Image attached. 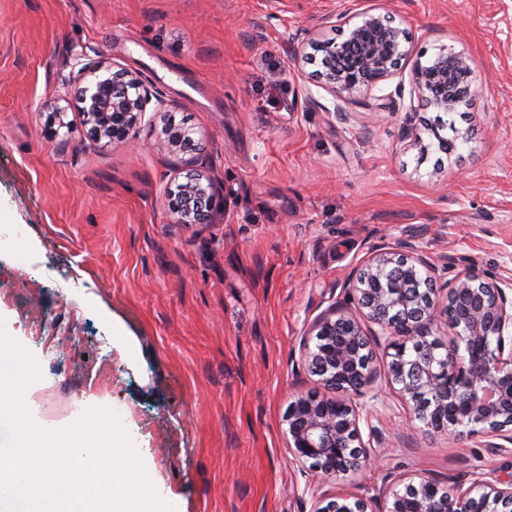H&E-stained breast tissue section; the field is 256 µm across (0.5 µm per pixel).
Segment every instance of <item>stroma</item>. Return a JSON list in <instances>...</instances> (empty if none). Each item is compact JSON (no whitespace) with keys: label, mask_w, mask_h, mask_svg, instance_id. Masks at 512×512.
I'll use <instances>...</instances> for the list:
<instances>
[{"label":"stroma","mask_w":512,"mask_h":512,"mask_svg":"<svg viewBox=\"0 0 512 512\" xmlns=\"http://www.w3.org/2000/svg\"><path fill=\"white\" fill-rule=\"evenodd\" d=\"M372 9L412 35L413 55L474 59L471 106L413 101L424 149L372 92L339 100L289 47L321 18ZM97 58L138 72L194 129L187 155L160 149L162 120L94 142L60 78ZM64 107L71 129L44 136ZM445 122L444 153L428 126ZM217 179L210 224L176 232L165 197L178 172ZM0 326L41 367L29 394L58 426L80 408L120 421L179 512H311L410 475L442 485L512 470V453L426 434L391 388L376 335L383 443L362 472L304 474L283 418L318 392L300 348L345 304L349 273L412 243L436 265L512 278V0H0Z\"/></svg>","instance_id":"obj_1"}]
</instances>
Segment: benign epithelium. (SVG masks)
Wrapping results in <instances>:
<instances>
[{"label":"benign epithelium","instance_id":"7a95c632","mask_svg":"<svg viewBox=\"0 0 512 512\" xmlns=\"http://www.w3.org/2000/svg\"><path fill=\"white\" fill-rule=\"evenodd\" d=\"M339 22L341 37L310 43L326 56L315 77L338 98L368 92L404 72L410 94L438 111H456L472 96L471 85L461 83L472 73V58L440 53L424 64L407 47V28L369 10L342 15ZM63 89L77 95L91 137L108 143L133 138L151 101L159 112L167 106L138 73L92 59ZM65 116L63 108L48 113V141L68 126ZM401 139L410 146L422 142L410 113ZM193 142L189 130L168 124L163 149L183 153ZM214 206L215 179L207 173H190L167 193L174 229L210 223ZM436 272L409 242L379 252L347 281L355 311L333 308L311 323L301 355L323 393L294 397L285 415L288 451L302 467L325 479L357 473L380 442L375 428L366 437L361 430L377 399L371 393L374 351L365 321L396 337L386 352L390 382L427 432L483 438L486 447L500 450L512 445V283L488 281L471 269L448 279L440 301L431 287ZM437 323L453 331L452 345L420 339L424 326ZM381 498V512H512V478L488 480L476 473L465 490L422 478L403 491L386 487ZM311 512H368V502L335 494L318 500Z\"/></svg>","mask_w":512,"mask_h":512}]
</instances>
